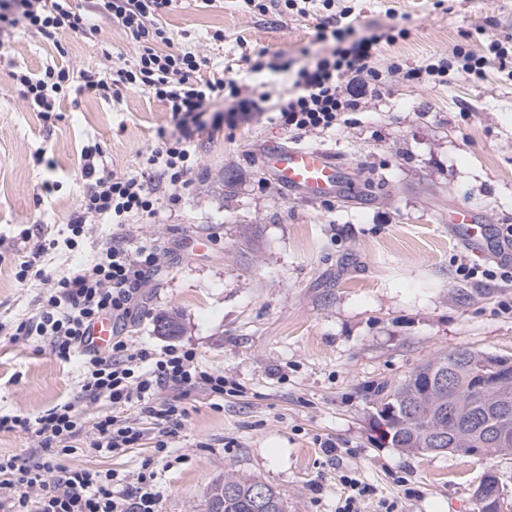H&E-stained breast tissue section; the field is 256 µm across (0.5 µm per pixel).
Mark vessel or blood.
I'll list each match as a JSON object with an SVG mask.
<instances>
[{
    "mask_svg": "<svg viewBox=\"0 0 512 512\" xmlns=\"http://www.w3.org/2000/svg\"><path fill=\"white\" fill-rule=\"evenodd\" d=\"M265 166L284 190L309 199H321L337 193L342 186V168L325 151L314 147H289L277 142L268 143ZM448 225L458 241L469 251L492 253L497 259L512 263V247L490 237L489 225L479 221L466 204H458L448 214ZM111 318L96 321L85 338L87 347L105 349L112 341Z\"/></svg>",
    "mask_w": 512,
    "mask_h": 512,
    "instance_id": "obj_1",
    "label": "vessel or blood"
}]
</instances>
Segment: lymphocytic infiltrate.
<instances>
[{
    "label": "lymphocytic infiltrate",
    "mask_w": 512,
    "mask_h": 512,
    "mask_svg": "<svg viewBox=\"0 0 512 512\" xmlns=\"http://www.w3.org/2000/svg\"><path fill=\"white\" fill-rule=\"evenodd\" d=\"M176 2L102 0L103 9L133 37L139 51L129 67L103 65L80 71L83 88L102 98L147 88L166 104L175 130L146 152L137 175L115 174L98 162L95 151L85 150L87 189L69 220L72 233L99 220L122 225L150 216L163 197L179 202L192 186L197 163L193 146L207 124L232 123L265 109L263 99L242 94L236 79L202 78L206 58L174 48L161 19ZM21 29L54 42L62 32L93 33L97 27L75 11L70 0H0V47ZM380 40L377 34L362 37L301 67L291 93L270 110L272 121L294 135L332 130L346 113L357 109L366 91H380L390 75L416 79L425 74L444 83L458 77L480 78L511 52L493 39L482 51L459 46L450 57L432 56L416 68L397 60L381 66L376 61ZM69 78L68 69L55 65L14 76L22 100L47 119L65 97ZM219 98L227 103V110L212 109V102ZM157 264L155 251H133L118 241L107 244L90 264L47 284L37 313L15 326L13 338L47 337L60 359L82 354V384L76 399L36 419L0 414V432L32 433L43 450L35 462L0 456V512H160L163 495L155 472L145 469L131 478L113 470L59 463L61 457L76 453L87 432L93 435L91 447L105 455L118 456L139 447L150 437L144 427L148 420L156 427L150 437L154 450L164 453L186 414L179 391L224 394L223 374L201 369L189 350L169 349L155 357L122 336L113 337L107 350L85 349L84 338L94 322L129 314L143 280ZM166 389L174 390V397H163ZM87 399L105 404L90 426L80 409ZM134 404L140 407L138 416H126V408Z\"/></svg>",
    "instance_id": "f902f5d3"
}]
</instances>
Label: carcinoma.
Masks as SVG:
<instances>
[{
  "label": "carcinoma",
  "mask_w": 512,
  "mask_h": 512,
  "mask_svg": "<svg viewBox=\"0 0 512 512\" xmlns=\"http://www.w3.org/2000/svg\"><path fill=\"white\" fill-rule=\"evenodd\" d=\"M156 327L167 328L166 336L178 335L182 331L179 313L159 315ZM486 360L512 371L511 356L455 349L379 387L373 408L391 426L389 444L416 455H432L440 449L464 454L473 447L486 456L512 455V441L479 443L486 428L499 427L512 435V385H495ZM216 508L222 512H286L274 487L233 474L224 475V480L210 488L206 512Z\"/></svg>",
  "instance_id": "carcinoma-1"
}]
</instances>
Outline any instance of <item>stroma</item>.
<instances>
[{"label":"stroma","instance_id":"stroma-1","mask_svg":"<svg viewBox=\"0 0 512 512\" xmlns=\"http://www.w3.org/2000/svg\"><path fill=\"white\" fill-rule=\"evenodd\" d=\"M71 5L91 17L95 34L69 31L55 45L21 30L0 49V238L27 228L33 240L59 243L25 285L15 277L22 255H0V413L33 419L78 394L79 358L61 360L48 339L5 331L36 314L46 281L75 273L117 236L133 250L155 248L161 269L116 335L138 348L193 350L235 385L220 399L200 390L184 397L176 462L158 469L162 512H204L210 485L227 473L276 488L287 512H336L353 473L372 489L365 512L384 501L400 512H477L474 491L492 471L512 487V456H416L380 440L372 421L375 388L438 353L512 355V311L499 307L512 288L458 276L459 263L485 268L492 259L448 228L460 202L489 223L512 224V60L484 78L440 85L390 77L325 133L293 135L258 113L208 128L178 204L160 201L122 227L87 225L70 249L67 222L86 189L82 152L98 146L114 173L135 175L159 131L173 129L165 103L147 90L114 101L80 91L77 71L132 64L138 45L96 0ZM332 13L346 46L406 28L378 45L382 65L396 58L415 67L458 44L479 50L491 34L512 45V0H335L328 9L315 0L304 16L276 6L261 14L243 0L206 8L180 0L163 23L174 47L207 58L202 77L227 71L252 95H278L291 73L339 43L318 38ZM259 49L254 72L243 54ZM49 64L75 76L47 122L25 106L12 74ZM271 141L327 151L345 166L350 192L288 195L261 162ZM172 309L183 331L169 339L154 324ZM327 441L337 456L322 453ZM152 453L148 444L115 457L83 447L61 463L132 474Z\"/></svg>","mask_w":512,"mask_h":512}]
</instances>
